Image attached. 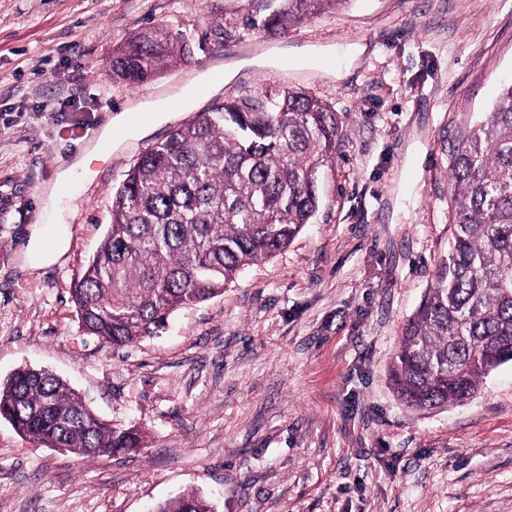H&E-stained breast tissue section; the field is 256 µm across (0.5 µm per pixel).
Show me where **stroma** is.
<instances>
[{"label": "stroma", "mask_w": 512, "mask_h": 512, "mask_svg": "<svg viewBox=\"0 0 512 512\" xmlns=\"http://www.w3.org/2000/svg\"><path fill=\"white\" fill-rule=\"evenodd\" d=\"M279 4L0 0V381L48 370L146 441L83 459L0 419V512H153L188 492L214 512H512V362L432 412L389 377L448 254L449 146L512 80V0H348L264 31ZM152 27L179 32L183 56L148 83L113 80L114 51ZM234 64L147 134L121 133L46 225L57 172L111 115ZM289 88L342 127L310 223L161 335L118 351L87 335L70 288L143 151L218 104ZM41 226L65 250L37 266Z\"/></svg>", "instance_id": "1"}]
</instances>
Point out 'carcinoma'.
<instances>
[{"label": "carcinoma", "instance_id": "1", "mask_svg": "<svg viewBox=\"0 0 512 512\" xmlns=\"http://www.w3.org/2000/svg\"><path fill=\"white\" fill-rule=\"evenodd\" d=\"M345 2L283 0L263 27ZM182 48L178 34L140 32L113 53L112 75L142 84ZM340 134L328 104L289 89L261 106L219 104L145 150L112 194L110 229L71 288L83 329L114 350L131 347L286 248L319 207L318 172ZM448 169V255L405 323L391 370L399 398L419 410L465 401L512 361V83L460 134ZM6 417L24 436L84 458L144 447L138 429L100 419L47 371L20 368L0 383ZM155 512L213 510L191 492Z\"/></svg>", "mask_w": 512, "mask_h": 512}]
</instances>
